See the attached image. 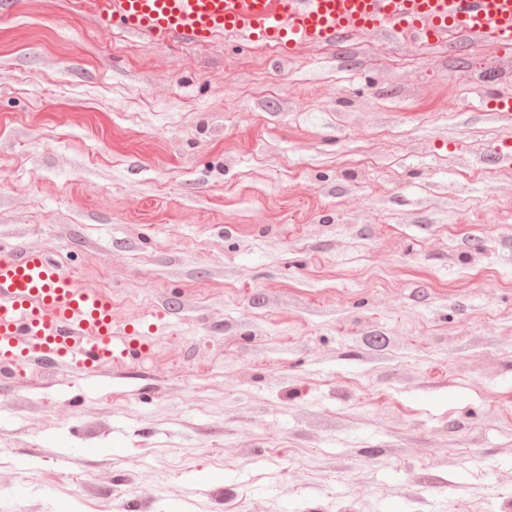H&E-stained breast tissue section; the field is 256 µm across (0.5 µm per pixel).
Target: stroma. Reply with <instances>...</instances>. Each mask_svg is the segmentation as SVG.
I'll list each match as a JSON object with an SVG mask.
<instances>
[{
	"mask_svg": "<svg viewBox=\"0 0 512 512\" xmlns=\"http://www.w3.org/2000/svg\"><path fill=\"white\" fill-rule=\"evenodd\" d=\"M512 48L278 54L0 11V245L147 347L0 378V512H512Z\"/></svg>",
	"mask_w": 512,
	"mask_h": 512,
	"instance_id": "1",
	"label": "stroma"
}]
</instances>
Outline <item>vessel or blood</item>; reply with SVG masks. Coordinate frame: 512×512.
Segmentation results:
<instances>
[{"instance_id":"vessel-or-blood-1","label":"vessel or blood","mask_w":512,"mask_h":512,"mask_svg":"<svg viewBox=\"0 0 512 512\" xmlns=\"http://www.w3.org/2000/svg\"><path fill=\"white\" fill-rule=\"evenodd\" d=\"M102 30L165 43L227 34L294 51L351 32L449 42L471 35L512 45V0H88ZM110 293L80 286L46 250L0 252V370L16 359L61 358L92 371L115 359Z\"/></svg>"}]
</instances>
